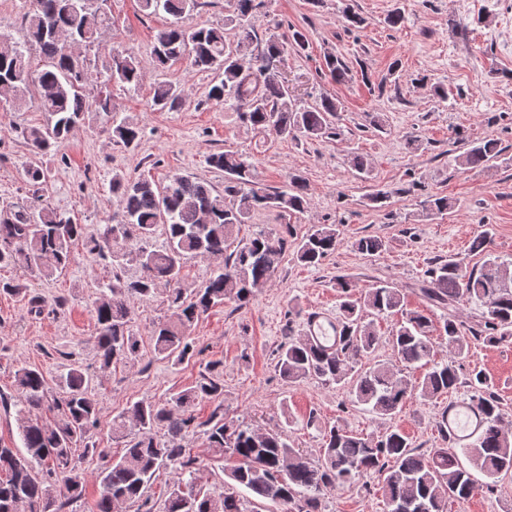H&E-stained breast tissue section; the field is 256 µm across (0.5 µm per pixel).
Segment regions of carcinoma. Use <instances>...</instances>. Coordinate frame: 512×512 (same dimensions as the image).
Here are the masks:
<instances>
[{"mask_svg": "<svg viewBox=\"0 0 512 512\" xmlns=\"http://www.w3.org/2000/svg\"><path fill=\"white\" fill-rule=\"evenodd\" d=\"M106 0H28L25 12L27 39L15 42L0 37V95L22 105L39 101L45 120L22 132L35 156L64 144L88 113L86 88L90 84L87 51L95 46L106 21ZM142 12L162 16L153 45V59L164 70L185 59L198 71L213 72L207 100L229 102L251 129L271 132L293 140L326 138L333 134L332 121L339 103L328 95L309 106L296 104L284 75L285 46L273 34L245 68L241 56L256 39L251 16L256 0H233L236 40L230 42L224 28L184 24L199 0H138ZM40 52L43 69L30 67L27 53ZM331 79L342 83L348 66L338 56H325ZM142 71L130 53L112 54L106 82L138 86ZM185 100V90L169 82L154 87L153 106L174 111ZM103 115L105 131L112 141L133 145L140 128L133 118L120 116L112 108L110 93L95 98ZM500 155L497 143L485 141L465 152V165L482 168ZM211 166L224 171V191L189 176L176 175L158 188L146 178L112 177V195L121 205L119 219L91 230L65 218L49 205L38 203L0 221V268L18 266L34 279H48L67 268L75 258L76 244L106 262L112 277L104 282L93 302L97 348L104 368L114 363L140 359L139 337L131 329L133 304L157 296V286L168 285L166 302L172 314L151 330L154 352L176 364L194 354L189 336L193 324L211 308L227 302L241 309L266 286L277 272L288 248V240L277 232L260 231L238 238L241 226L250 223L260 209L281 216L301 214L308 208L306 180L292 178L289 186L268 191L258 186L257 171L249 159L224 150L209 156ZM163 228L166 245L153 250L149 242ZM137 239L134 252L125 244ZM340 244L334 224L312 227L296 247V259L318 265ZM356 249L375 255L383 242L361 237ZM224 257L204 285L184 284L182 269L189 258ZM132 263L139 274L128 277L125 265ZM424 295L432 302L453 305L475 303L483 308V320L467 327L455 316L435 325L426 314L414 311L396 323L390 336L400 368L379 361L367 365L377 351L380 336L374 317L402 310L399 290L380 283L358 293L344 276L336 277L339 298V333L327 347L308 339L288 338L280 346L276 368L288 382L315 379L325 385L346 384L351 401L368 411L391 416L407 396L437 399L459 383L455 360L469 352L470 340L489 345L512 341V262L489 259L481 267L466 270L456 259L436 264L429 272ZM444 344L453 352L448 363L435 361L436 348ZM423 368L411 384L399 374ZM207 369L195 385L170 393L165 403L138 400L112 419V432L127 438L124 454L109 458L108 450L93 441L100 423V409L88 387L81 365L73 363L61 376L59 392L52 394L44 374L23 368L15 374L20 410L23 450L0 445V512H68L83 497L85 476L76 452L95 454L104 462L98 475L101 492L92 512H119L127 504H139L138 512H152L144 491L157 471L169 468L175 474L164 512H254L237 495L242 486L254 497L272 503L269 512H321V495L327 489L361 485L365 478H383L386 512H448V502L464 501L474 492L490 494L498 483L512 477V436L501 424L499 402L493 382L481 369L470 371L466 381L469 402L456 410L454 419L443 413L447 438L466 441L461 451L435 448L425 454L411 446L409 438L390 430L367 439L340 425L324 428L320 459L313 461L288 444L282 429L258 430L226 420L213 412L196 421L195 406L203 399L224 394V385ZM55 410L58 418L45 423L34 417L42 409ZM193 425L203 428L209 451L216 457L228 453L236 459L225 476L224 493L215 497L195 490L197 457L179 440ZM470 464L465 467L459 455ZM480 471L486 481L478 483L470 469Z\"/></svg>", "mask_w": 512, "mask_h": 512, "instance_id": "1", "label": "carcinoma"}]
</instances>
